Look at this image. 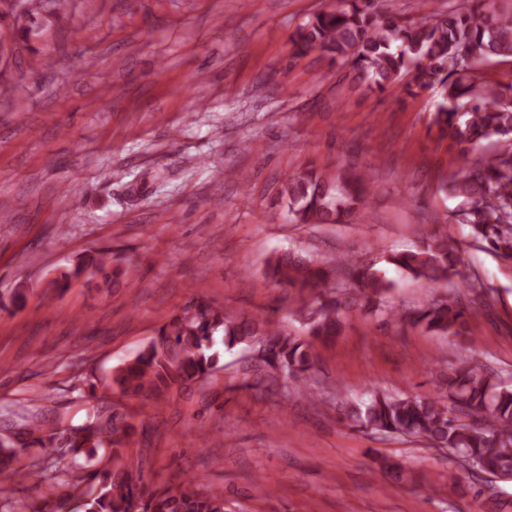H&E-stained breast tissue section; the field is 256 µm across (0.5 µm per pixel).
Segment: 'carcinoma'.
<instances>
[{
	"mask_svg": "<svg viewBox=\"0 0 512 512\" xmlns=\"http://www.w3.org/2000/svg\"><path fill=\"white\" fill-rule=\"evenodd\" d=\"M469 6L448 8L429 21L405 22L396 17L391 0H338L336 7L319 12L297 27L291 36L295 54L319 50L331 60L346 59L354 80L367 88L383 90L400 76L409 77L404 91L438 94L440 101L431 122L462 151L486 139H495L496 151L477 160L448 186L461 200L457 223L467 236L504 263H512V82L485 84L478 81L479 67L491 57L512 56V14H492L486 0H468ZM368 175L340 173L331 179L312 166L284 181L281 194L288 198V218L295 224H345L355 216L370 188ZM386 263L438 286L462 263L461 254L448 235L434 232L413 250L392 252ZM265 275L277 287L288 288L312 299L298 310L304 335L280 329L276 310L261 317L235 318L209 301L174 314L161 325L143 350L131 361L112 370L111 390L125 397L161 398L174 386L207 379L219 356L212 352L214 338L222 334L224 347L243 343H267L269 358L253 366L257 379L271 387L286 377L292 384L285 396L316 398L309 380L316 371L315 343L329 341L345 326L346 311L360 307L375 315L387 314L385 303L394 283L373 267L343 258L321 266L287 253L269 259ZM348 288L340 296L334 290L338 277ZM97 288L130 287L126 271L110 250L84 258L76 267L54 280L66 289L72 280ZM480 300V285L468 281L446 295L405 311L398 320L425 331L453 335L468 346L475 339L464 335L470 309L465 295ZM433 378L447 391L448 400L420 395L373 391L368 401L350 411L348 418L360 432L389 433L446 448L455 455L461 470L473 477L512 476V387L500 381L482 361L468 356L452 367L432 363ZM22 431L8 426L0 433V474L10 480L0 488V508L16 485L59 478L53 464L35 463L25 472L13 467L16 438L28 445L45 447L53 436H41L40 424L25 422ZM146 434L132 421L102 407L93 421L68 430L66 442L74 454L96 459L94 469L73 472L70 487L93 484L85 494L83 512H224V496L196 487L189 477L173 485L144 480L143 462L126 457L136 434ZM108 452L96 457L97 449Z\"/></svg>",
	"mask_w": 512,
	"mask_h": 512,
	"instance_id": "obj_1",
	"label": "carcinoma"
}]
</instances>
